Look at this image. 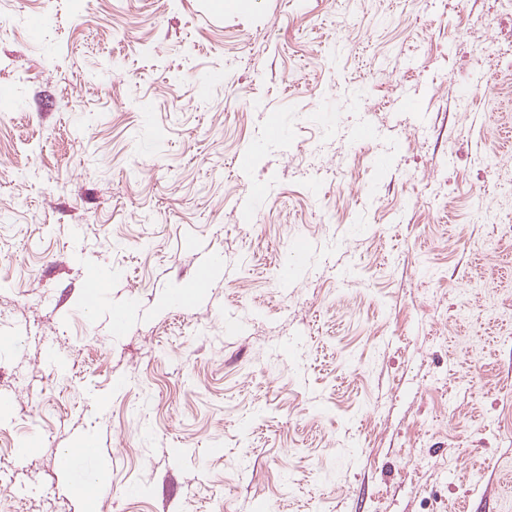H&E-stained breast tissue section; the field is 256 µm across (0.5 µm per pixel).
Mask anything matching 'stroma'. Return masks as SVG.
<instances>
[{"label":"stroma","instance_id":"35a3bbf8","mask_svg":"<svg viewBox=\"0 0 512 512\" xmlns=\"http://www.w3.org/2000/svg\"><path fill=\"white\" fill-rule=\"evenodd\" d=\"M1 214L14 512H512V0H5ZM84 454H80L77 457H70L73 461V464H78L83 462L87 466V470L92 472H87V479L83 486H80L82 494L84 497H89L95 489H97L99 483L101 482L104 473H105V464L103 460L97 455H85L93 448H80Z\"/></svg>","mask_w":512,"mask_h":512}]
</instances>
